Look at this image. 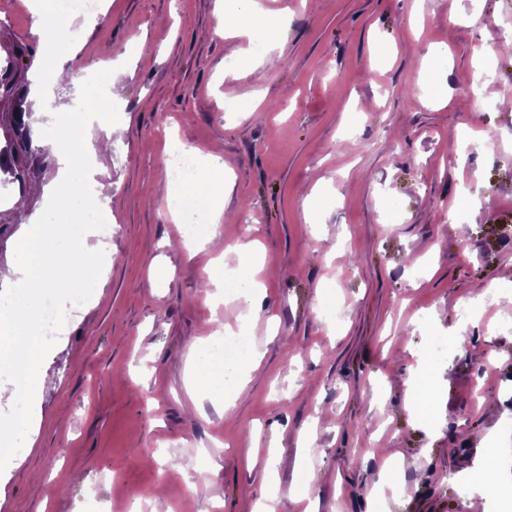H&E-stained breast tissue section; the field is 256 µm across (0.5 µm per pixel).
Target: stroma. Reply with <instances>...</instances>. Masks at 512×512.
I'll return each mask as SVG.
<instances>
[{
    "label": "stroma",
    "mask_w": 512,
    "mask_h": 512,
    "mask_svg": "<svg viewBox=\"0 0 512 512\" xmlns=\"http://www.w3.org/2000/svg\"><path fill=\"white\" fill-rule=\"evenodd\" d=\"M260 4L277 28L224 39L218 0H102L94 23L70 15L74 43L50 46L34 0H0V56L22 53V82L50 58L98 73L107 94L90 100L124 131L93 175L112 237L81 238L92 298L42 344L50 382L24 443L0 446L9 512H150L157 493L160 512H250L270 495L276 512H367L373 497L458 512L472 472H492L488 449L512 460V102L497 97L512 88V0ZM444 41L447 57H423ZM260 45L282 48L274 67H254ZM178 141L224 152V267L255 243L252 308L201 290L214 253L183 244L164 210ZM239 323L249 377L227 416L189 388L206 375L191 349ZM437 336L449 346L427 359ZM391 458L399 489L381 482Z\"/></svg>",
    "instance_id": "stroma-1"
}]
</instances>
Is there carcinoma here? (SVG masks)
<instances>
[{"mask_svg": "<svg viewBox=\"0 0 512 512\" xmlns=\"http://www.w3.org/2000/svg\"><path fill=\"white\" fill-rule=\"evenodd\" d=\"M21 58L20 54L8 56L0 62V89L7 93H17L16 70ZM25 116V109L21 106L9 113L5 121L4 143L0 144V172L10 175L9 182L17 184L22 194L26 193L28 186V168L50 162L45 148L34 142Z\"/></svg>", "mask_w": 512, "mask_h": 512, "instance_id": "1", "label": "carcinoma"}]
</instances>
